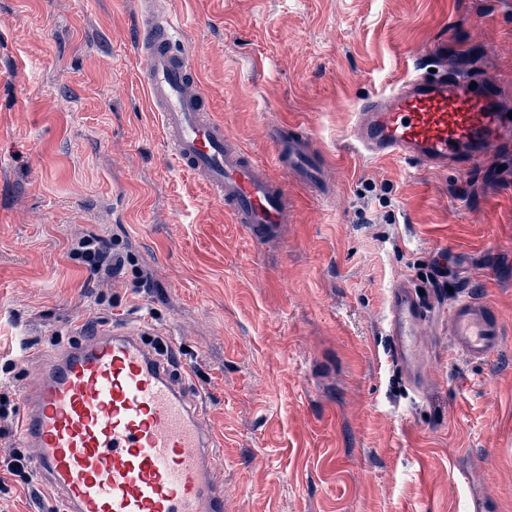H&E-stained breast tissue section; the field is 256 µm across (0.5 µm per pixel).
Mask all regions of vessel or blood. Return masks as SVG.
Instances as JSON below:
<instances>
[{
    "instance_id": "obj_1",
    "label": "vessel or blood",
    "mask_w": 512,
    "mask_h": 512,
    "mask_svg": "<svg viewBox=\"0 0 512 512\" xmlns=\"http://www.w3.org/2000/svg\"><path fill=\"white\" fill-rule=\"evenodd\" d=\"M132 43L166 151L232 223L246 225L255 240L267 239L294 220L287 180L320 197L331 193L325 154L299 124L269 126V166L225 135L184 47L182 21L164 0H137ZM430 60L426 69L357 100L349 130L355 153L434 172L512 157L505 89L449 67L441 56ZM437 310L435 298L412 282L393 285L385 316L388 359L409 380L421 368L417 330L435 322ZM444 312L455 352L477 361L497 352L503 330L491 303L471 293ZM171 346L144 320L101 326L54 351L28 384L19 443L32 449L34 472L67 512H224L221 441L197 389L169 362Z\"/></svg>"
}]
</instances>
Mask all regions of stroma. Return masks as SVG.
<instances>
[{"instance_id":"obj_1","label":"stroma","mask_w":512,"mask_h":512,"mask_svg":"<svg viewBox=\"0 0 512 512\" xmlns=\"http://www.w3.org/2000/svg\"><path fill=\"white\" fill-rule=\"evenodd\" d=\"M210 110L270 163L296 120L335 192L296 184L294 223L254 241L161 145L131 49L136 0H0V367L9 409L87 322L172 333L224 440V512H512V163L467 174L360 160L348 126L443 46L512 81V0H169ZM94 234L128 255L112 280L68 256ZM444 263L446 282L432 266ZM470 290L504 321L473 362L421 326L424 375L389 362L391 286ZM11 476L0 512H61Z\"/></svg>"}]
</instances>
